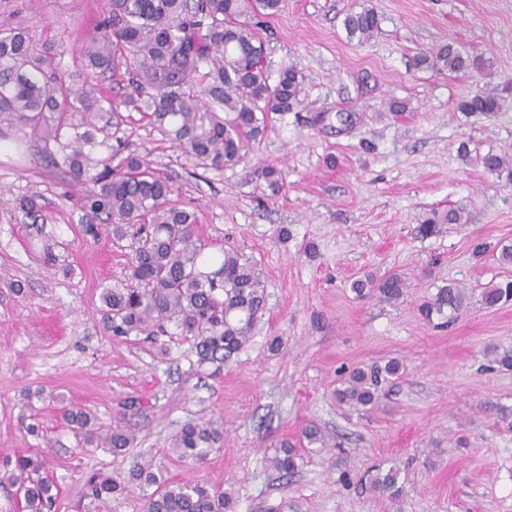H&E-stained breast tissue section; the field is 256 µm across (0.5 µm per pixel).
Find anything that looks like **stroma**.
<instances>
[{"instance_id":"1","label":"stroma","mask_w":512,"mask_h":512,"mask_svg":"<svg viewBox=\"0 0 512 512\" xmlns=\"http://www.w3.org/2000/svg\"><path fill=\"white\" fill-rule=\"evenodd\" d=\"M365 7L381 30L360 44L342 20ZM16 20L53 39L60 68L72 72L99 4L29 0L20 10L0 0V24ZM260 33L269 75L294 67L305 97L271 114L263 139L233 167L196 166L126 103L127 88L100 86L125 117L121 139L171 178L204 238L238 249L264 275L266 311L228 362L199 363L186 343L163 354L141 335L114 338L101 293L123 279L126 247L82 235L77 191L51 145L25 133L0 153V460L43 449L58 512H142L136 488L104 504L83 497L90 473L123 474L141 459L183 484L224 481L235 512H512V371L494 361L512 348V302L480 305L482 288L504 271L470 247L475 238L512 244V185L458 153L464 142L472 154L512 159V0H284ZM448 42L492 59L493 74L417 67L419 55ZM480 89L503 99L496 117L458 110ZM265 165L282 174L278 194L248 177ZM24 196L37 197L39 220L17 209ZM459 203L471 224L419 236L424 213ZM47 235L59 243L54 267L42 260ZM393 270L409 280L399 304L351 288ZM17 279L26 296L10 288ZM451 282L472 300L438 328L418 308ZM392 358L404 374L373 408L337 402L342 375ZM130 396L144 408L125 420L136 441L122 455L82 447L57 411L71 401L106 428ZM33 414L43 439L25 429ZM199 420L223 426L224 443L204 462L180 459L172 440ZM311 424L321 431L315 443L304 436ZM284 439L301 455L286 478L268 462ZM392 467L402 488L395 500L371 485Z\"/></svg>"}]
</instances>
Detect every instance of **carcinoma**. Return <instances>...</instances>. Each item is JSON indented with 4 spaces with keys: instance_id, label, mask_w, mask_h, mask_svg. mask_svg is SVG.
I'll return each instance as SVG.
<instances>
[{
    "instance_id": "obj_1",
    "label": "carcinoma",
    "mask_w": 512,
    "mask_h": 512,
    "mask_svg": "<svg viewBox=\"0 0 512 512\" xmlns=\"http://www.w3.org/2000/svg\"><path fill=\"white\" fill-rule=\"evenodd\" d=\"M103 18L96 35L79 48L85 66L82 88L76 89L56 64V45L18 24L0 30V139L19 130L54 146L55 154L81 188L77 206L89 223L86 236L112 231L113 240L129 241L130 261L124 279L106 288L102 302L112 336L133 333L165 336L172 325L191 345L200 363H224L253 335L266 307L263 276L256 265L234 249L209 252L197 231L194 212L172 199L176 189L145 158L130 152L118 164L108 141L119 132L123 115L97 93L96 81L107 74L131 89L129 101L196 165L222 169L240 163L250 145L266 130L269 114L290 112L301 103L303 76L283 69L276 83L263 64L264 42L252 22L281 9V0H102ZM349 40L360 43L379 28L371 8L351 12L343 20ZM439 71L491 73L492 62L472 57L448 43L419 59ZM500 97L477 91L458 103L469 116L494 117ZM71 113L80 123L66 124ZM489 174H506L512 162L494 153L477 157ZM272 193L281 189L280 172L263 166L250 173ZM472 222L466 207L432 209L421 220L424 238L442 234L450 224ZM360 295L386 303L404 297L408 283L398 272L368 276L354 283ZM466 289L450 283L419 307L429 323H449L468 305ZM512 301V279L483 288L480 303L494 308ZM402 365L390 360L352 371L336 389L341 403L365 408L382 389L401 376ZM63 422L84 434L86 445H104L121 454L134 436L121 424L105 432L77 405L63 408ZM224 433L210 424L187 423L175 435L172 450L188 460L204 458L223 444ZM272 467L286 476L297 468L288 441L280 443ZM48 460L40 451L0 462V484L14 489L21 512H56V494L47 476ZM397 470L379 474L373 488L399 494ZM86 497L94 503L123 495L128 489L154 487L145 495L144 512H232L233 494L224 484L189 486L163 480L154 463L136 464L125 475L87 477Z\"/></svg>"
}]
</instances>
